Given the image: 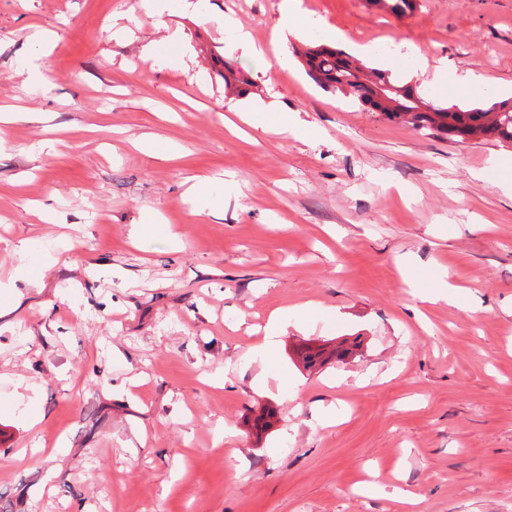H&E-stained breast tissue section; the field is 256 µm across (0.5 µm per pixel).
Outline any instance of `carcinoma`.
<instances>
[{
  "mask_svg": "<svg viewBox=\"0 0 512 512\" xmlns=\"http://www.w3.org/2000/svg\"><path fill=\"white\" fill-rule=\"evenodd\" d=\"M391 14L401 15L414 8L413 0H375ZM302 56L309 78L319 87L355 99L370 112H378L391 123L415 131L444 134L458 141L490 137L512 144V100L487 101L477 104H448L426 97L409 83L390 73L372 69L357 57L342 50L317 45L307 48ZM225 90L243 96L253 92L254 84L241 69L224 59L221 61ZM391 85L402 91L394 97L401 103L416 97L428 105L425 112H397L386 102L375 98V87Z\"/></svg>",
  "mask_w": 512,
  "mask_h": 512,
  "instance_id": "1",
  "label": "carcinoma"
}]
</instances>
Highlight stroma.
Segmentation results:
<instances>
[{
	"label": "stroma",
	"instance_id": "obj_1",
	"mask_svg": "<svg viewBox=\"0 0 512 512\" xmlns=\"http://www.w3.org/2000/svg\"><path fill=\"white\" fill-rule=\"evenodd\" d=\"M280 5L0 0V512H512V192L473 176L512 146L391 124L293 54L331 30L433 93L478 78L449 102L512 98V0H297L274 53ZM440 268L459 306L406 279ZM337 336L346 363H293ZM222 65V77L224 78V88L230 93L238 96L255 93L252 89L254 84L247 78L240 68H234L233 63L224 59L220 60ZM292 312L279 310L275 311L269 318L268 324L265 328V336L260 345L257 347L258 352L264 354L266 349L270 348L273 343L274 337H276L280 329L288 323V318Z\"/></svg>",
	"mask_w": 512,
	"mask_h": 512
}]
</instances>
